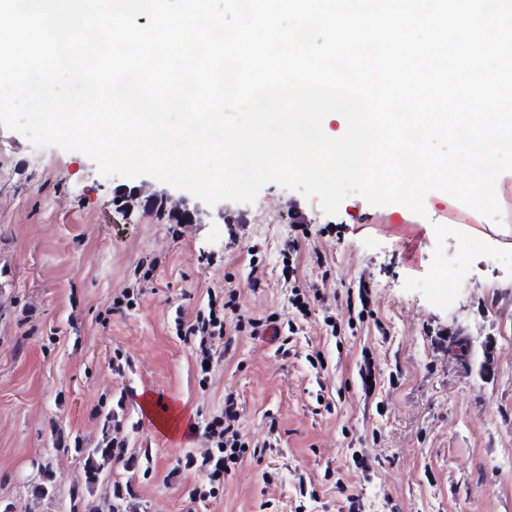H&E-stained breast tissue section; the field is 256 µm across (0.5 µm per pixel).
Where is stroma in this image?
<instances>
[{
  "label": "stroma",
  "instance_id": "35a3bbf8",
  "mask_svg": "<svg viewBox=\"0 0 512 512\" xmlns=\"http://www.w3.org/2000/svg\"><path fill=\"white\" fill-rule=\"evenodd\" d=\"M126 188L136 195L123 211ZM496 195L500 225L441 191L422 217L357 195L328 215L274 182L255 203L211 207L0 128V506L70 512L84 482L77 447L109 435L125 448L86 491L96 512H113L117 483L135 489L130 512H348L350 492L363 512H512V171ZM165 196L199 206L194 221L156 209ZM423 220L431 231L409 244L407 225ZM298 223L295 286L324 295L323 309L288 351L279 336L243 332L232 355L216 344L201 373L176 315L193 321L209 293L231 290L250 316L288 314L281 250ZM362 282L370 313L353 322L345 295ZM314 351L326 371L310 367ZM228 393L250 444L278 446L211 498L184 461L210 448L203 427ZM130 457L148 463L131 469ZM44 464L54 491L39 496ZM302 476L315 499L300 500Z\"/></svg>",
  "mask_w": 512,
  "mask_h": 512
}]
</instances>
